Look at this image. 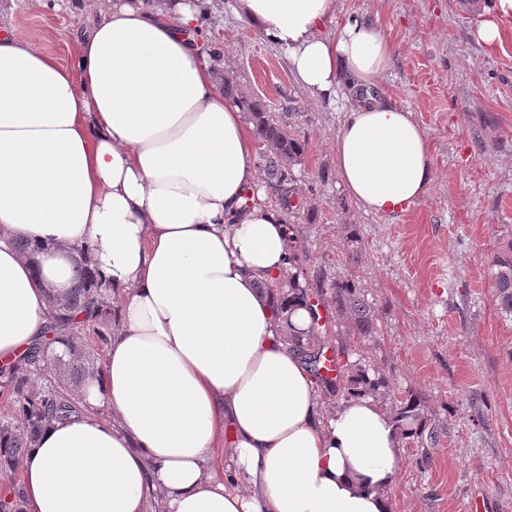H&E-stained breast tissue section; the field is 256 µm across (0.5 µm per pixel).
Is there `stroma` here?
Instances as JSON below:
<instances>
[{
    "label": "stroma",
    "mask_w": 512,
    "mask_h": 512,
    "mask_svg": "<svg viewBox=\"0 0 512 512\" xmlns=\"http://www.w3.org/2000/svg\"><path fill=\"white\" fill-rule=\"evenodd\" d=\"M485 0H338L328 33L351 18L377 26L392 46L380 80L390 103L413 112L436 170L428 194L396 217L364 212L336 170L343 110L295 83L284 54L221 0L212 45L240 94L264 99L305 142L291 170L288 214L308 268L326 281L352 277L374 306L378 333L330 334L388 375L392 397L413 389L440 432L401 448L387 495L392 512H512V314L496 301L488 261L512 249V22L488 47L475 28ZM0 25L74 61L77 22L65 0H0ZM358 225L351 264L344 227ZM430 466H420L421 456Z\"/></svg>",
    "instance_id": "35a3bbf8"
}]
</instances>
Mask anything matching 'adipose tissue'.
I'll return each mask as SVG.
<instances>
[{
	"label": "adipose tissue",
	"instance_id": "adipose-tissue-1",
	"mask_svg": "<svg viewBox=\"0 0 512 512\" xmlns=\"http://www.w3.org/2000/svg\"><path fill=\"white\" fill-rule=\"evenodd\" d=\"M298 85L344 112L336 169L364 211L403 213L432 187L412 112L374 97L392 48L373 24L326 26L337 0H236ZM74 65L0 36V366L50 323L88 248L119 329L80 414L18 464L27 512H390L400 443L370 398L327 408L284 340L287 211L260 180L197 0H74ZM34 246L23 253L17 240ZM111 417L97 414L99 406ZM224 465L213 471L214 448Z\"/></svg>",
	"mask_w": 512,
	"mask_h": 512
}]
</instances>
